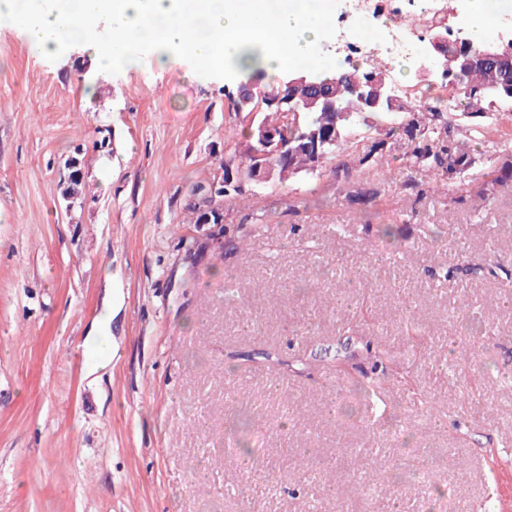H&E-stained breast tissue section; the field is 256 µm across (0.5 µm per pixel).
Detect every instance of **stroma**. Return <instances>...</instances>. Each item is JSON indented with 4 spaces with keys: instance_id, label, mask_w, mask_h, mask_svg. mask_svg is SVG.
<instances>
[{
    "instance_id": "35a3bbf8",
    "label": "stroma",
    "mask_w": 512,
    "mask_h": 512,
    "mask_svg": "<svg viewBox=\"0 0 512 512\" xmlns=\"http://www.w3.org/2000/svg\"><path fill=\"white\" fill-rule=\"evenodd\" d=\"M139 58L43 57L0 22V512H240L244 475L253 512L314 497L318 512H370L356 471L399 475L400 512H512V180L484 178L512 160V132L444 196L398 131L386 178L348 201L335 168L379 138L360 126L316 172L227 200L224 171L262 119L233 110L241 77ZM244 269L247 312L224 296ZM408 316L431 336L415 355ZM92 327L117 350L98 372ZM466 346L470 368L449 370ZM371 347L409 383L373 368ZM242 407L258 469L224 451Z\"/></svg>"
}]
</instances>
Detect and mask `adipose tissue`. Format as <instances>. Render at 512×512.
Listing matches in <instances>:
<instances>
[{"label": "adipose tissue", "instance_id": "obj_1", "mask_svg": "<svg viewBox=\"0 0 512 512\" xmlns=\"http://www.w3.org/2000/svg\"><path fill=\"white\" fill-rule=\"evenodd\" d=\"M335 15V0L275 11L267 0H0V21L21 22L27 40L46 56L69 43L99 53L105 27L112 35V52L101 58L106 67L136 66L138 49L146 47L160 66L180 52L200 70L250 66L270 78L304 61L334 69L323 45Z\"/></svg>", "mask_w": 512, "mask_h": 512}]
</instances>
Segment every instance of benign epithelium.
<instances>
[{"mask_svg":"<svg viewBox=\"0 0 512 512\" xmlns=\"http://www.w3.org/2000/svg\"><path fill=\"white\" fill-rule=\"evenodd\" d=\"M433 33L428 44L421 50L419 71L423 73L439 72L444 75H454L468 69L473 64L483 60H494L502 67L512 72V37L499 35V39L489 44L486 50L477 56L459 53L456 43L448 39V25L436 22L432 26ZM288 88L296 85H307L312 88L310 98L300 105L292 99L286 100L288 109L284 111L285 127L275 131L258 124L252 133L257 135L256 145L252 146L254 169L252 179L261 183L273 180V168L267 158L274 155H285L288 147L304 123L301 116L316 110L325 112L336 111V94L321 89L311 80V74L301 71H290L282 80ZM366 106L376 112L397 111V100L391 96L386 84L370 80L365 86L356 88Z\"/></svg>","mask_w":512,"mask_h":512,"instance_id":"benign-epithelium-1","label":"benign epithelium"}]
</instances>
